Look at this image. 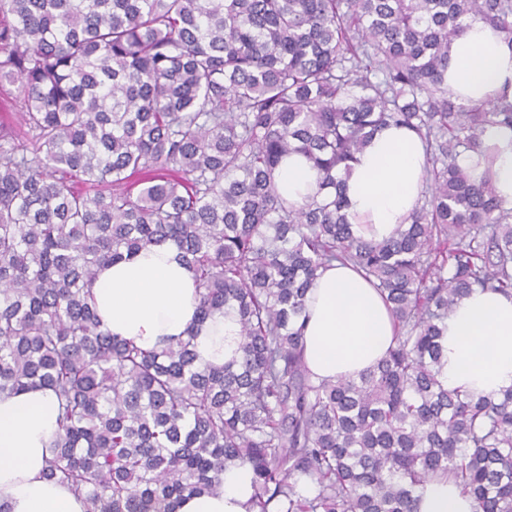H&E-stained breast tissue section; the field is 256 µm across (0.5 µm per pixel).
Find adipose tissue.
<instances>
[{
    "label": "adipose tissue",
    "instance_id": "1",
    "mask_svg": "<svg viewBox=\"0 0 512 512\" xmlns=\"http://www.w3.org/2000/svg\"><path fill=\"white\" fill-rule=\"evenodd\" d=\"M448 91L463 105L512 101V45L483 21L469 22L448 56ZM485 145L493 167L464 153L458 165L474 181L492 174L504 207H512V130L487 126ZM425 147L406 128L376 133L359 155L343 193L355 235L377 241L394 235L422 202ZM279 192L302 203L319 190L318 174L303 156L284 159L275 173ZM97 316L112 335L152 348L166 337L199 326V351L223 363L237 347L233 316L198 323L199 297L191 270L167 244L102 268L92 285ZM304 360L318 377L355 376L384 356L394 335L389 310L376 288L350 266L334 263L312 288ZM442 376L449 388L488 394L512 387V298L483 292L465 296L448 317ZM57 430V402L50 390L30 389L0 398V502L10 512H84L82 500L44 475ZM252 472L225 470L213 494L187 496L177 512H248ZM418 512H475L473 499L455 485L427 481Z\"/></svg>",
    "mask_w": 512,
    "mask_h": 512
}]
</instances>
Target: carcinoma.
<instances>
[{
  "label": "carcinoma",
  "instance_id": "cac0c4a2",
  "mask_svg": "<svg viewBox=\"0 0 512 512\" xmlns=\"http://www.w3.org/2000/svg\"><path fill=\"white\" fill-rule=\"evenodd\" d=\"M479 18L512 43V0H0V396L51 390L45 475L85 512H176L247 466L252 512H417L453 479L512 512V387L440 379L448 315L475 289L512 298V208L457 165L512 102L462 105L448 52ZM389 126L426 146L422 205L397 236L353 233L341 190ZM319 173L301 204L280 161ZM170 243L198 324L234 313L222 365L199 328L161 349L104 330L98 270ZM335 261L397 329L357 377L303 360L307 294ZM279 192L294 203H302L319 190L318 174L301 155L284 159L275 173Z\"/></svg>",
  "mask_w": 512,
  "mask_h": 512
}]
</instances>
